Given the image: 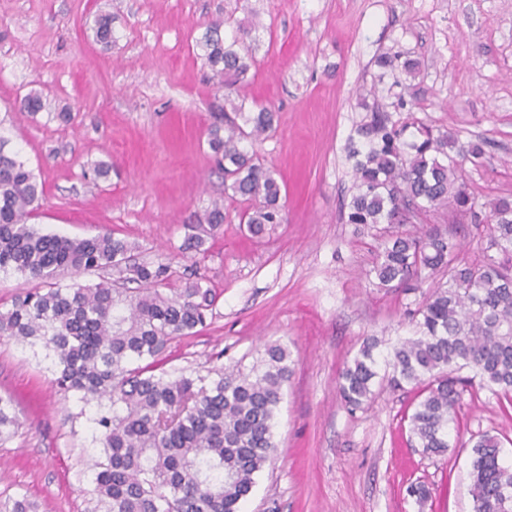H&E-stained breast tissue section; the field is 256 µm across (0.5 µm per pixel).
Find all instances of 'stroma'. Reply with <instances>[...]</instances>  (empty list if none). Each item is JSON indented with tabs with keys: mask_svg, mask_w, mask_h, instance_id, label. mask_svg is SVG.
<instances>
[{
	"mask_svg": "<svg viewBox=\"0 0 512 512\" xmlns=\"http://www.w3.org/2000/svg\"><path fill=\"white\" fill-rule=\"evenodd\" d=\"M101 13L114 19L107 48L91 30ZM228 13L260 24L237 89L278 115L253 150L276 171L284 221L259 239L240 224L248 204L225 196L206 143L224 92L196 42ZM385 52L416 60V77L382 74L374 60ZM374 87L383 109L399 92L434 129L485 141L481 163L465 166L467 190L481 203L512 198V0H0V138L44 187L34 226L126 239L139 260L169 265L175 288L205 279L217 294L213 317L169 344L168 370L247 371L266 345L289 352L277 451L246 512H472L474 436L497 435L512 461V402L480 383L463 393L442 456L411 437L416 386L377 389L354 411L340 397L339 376L363 342L375 340L383 359L414 336L409 312L440 280L376 287L379 231L341 219L352 187L346 146ZM33 90L45 109L20 111ZM102 161L109 176L92 180ZM216 200L221 231L205 253L182 251L185 225ZM420 221L445 227L463 262L482 261L486 225L449 223L444 210ZM0 395L21 422L0 442V498L88 512L95 407L59 390L43 345L8 339ZM417 482L431 491L421 503L407 493Z\"/></svg>",
	"mask_w": 512,
	"mask_h": 512,
	"instance_id": "35a3bbf8",
	"label": "stroma"
}]
</instances>
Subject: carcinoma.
<instances>
[{"instance_id": "1", "label": "carcinoma", "mask_w": 512, "mask_h": 512, "mask_svg": "<svg viewBox=\"0 0 512 512\" xmlns=\"http://www.w3.org/2000/svg\"><path fill=\"white\" fill-rule=\"evenodd\" d=\"M112 21L110 15L94 20L95 39L105 47L114 41ZM257 26L229 16L197 41L230 107L208 128L207 143L224 171V192L252 204L241 221L254 237L284 220L276 172L251 151L254 140L275 131V112L264 105L246 112L245 102L230 98L250 69L246 39ZM398 59L383 53L376 65L416 73V61ZM45 105L42 93L32 91L20 110L37 113ZM368 111L349 139L354 193L345 223L394 226L410 206L417 218L446 209L450 224L468 215L479 224L483 215L488 249L501 255L462 262L436 224L391 230L378 246L373 272L380 288L414 289L425 271L448 274L413 312L417 335L398 342L386 360L391 388L425 385L411 431L424 453L439 456L448 451L451 415L470 387L459 371L475 370L493 394L512 402V200L479 207L466 191L462 159L481 158L483 142L459 147L412 112L394 121L373 106ZM42 195L32 170L0 142V271L38 282L0 310V337L42 343L54 359L55 384L97 404L100 453L90 465L88 491L94 512H242L276 451L273 428L289 378L288 350L266 346L262 365L247 374L230 367L209 379L184 369L168 372V345L206 325L215 292L201 278L169 287L168 265L137 262L136 246L110 233L71 238L37 231L28 220ZM225 219L224 204L213 202L197 223L185 225L182 249L203 251ZM88 271L118 278L65 282ZM375 348L365 341L341 373L339 393L352 411L373 395ZM19 427L12 400L0 396V440ZM471 452L472 512H512V465L502 458L499 438L482 434ZM0 512L39 507L26 497L9 498L0 501Z\"/></svg>"}]
</instances>
